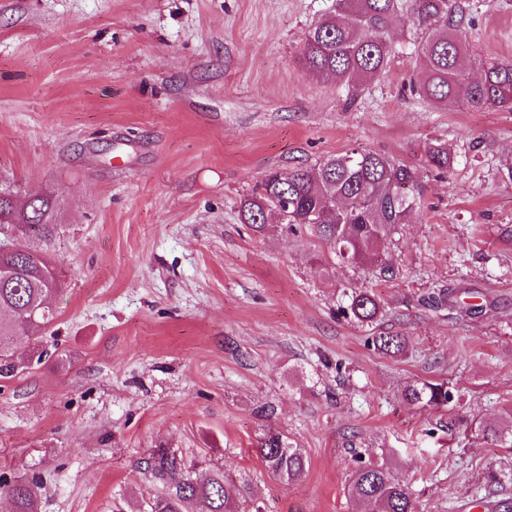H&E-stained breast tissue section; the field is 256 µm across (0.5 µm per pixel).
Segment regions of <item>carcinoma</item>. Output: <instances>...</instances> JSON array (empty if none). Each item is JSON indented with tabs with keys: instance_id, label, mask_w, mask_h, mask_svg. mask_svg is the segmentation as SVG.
Masks as SVG:
<instances>
[{
	"instance_id": "carcinoma-1",
	"label": "carcinoma",
	"mask_w": 512,
	"mask_h": 512,
	"mask_svg": "<svg viewBox=\"0 0 512 512\" xmlns=\"http://www.w3.org/2000/svg\"><path fill=\"white\" fill-rule=\"evenodd\" d=\"M409 17L416 29L413 49L417 71L410 90L436 106L461 102L476 110L512 112V62L484 61L482 75L469 76L463 59L469 55L468 20L457 0H336V12L322 18L304 36L299 61L313 78L332 76L352 89L384 72L393 54L394 22ZM429 166L448 173V149L433 144L426 150ZM423 205L417 169L382 154L354 148L312 166L286 173L271 172L240 201L241 220L261 231L273 211L286 214L294 228L316 227L338 260L371 269L381 276L392 266L381 252L382 238L408 222ZM58 200L36 195L20 208L10 189L0 188V376L18 370L16 346L56 318L49 299L60 287L51 248L58 231ZM381 300L372 292H353L341 313L359 323L377 321ZM374 348L399 356L407 341L398 335L374 336ZM411 404L445 409L455 395L448 382L416 381L403 390ZM478 431L503 448H512V420L481 422ZM260 455L268 474L284 485L298 480L308 465L302 449L282 432L268 428L260 438ZM155 492L141 504L143 512H238L233 480L214 469L204 480L178 468L175 458L159 449L146 459ZM14 512H37L32 484L8 485ZM350 496L361 512H420L417 497L386 462L356 460Z\"/></svg>"
}]
</instances>
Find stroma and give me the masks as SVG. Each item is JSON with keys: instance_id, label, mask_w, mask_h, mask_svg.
I'll use <instances>...</instances> for the list:
<instances>
[{"instance_id": "35a3bbf8", "label": "stroma", "mask_w": 512, "mask_h": 512, "mask_svg": "<svg viewBox=\"0 0 512 512\" xmlns=\"http://www.w3.org/2000/svg\"><path fill=\"white\" fill-rule=\"evenodd\" d=\"M335 0H0V185L59 197L49 331L0 378V478L39 512H113L153 489L157 449L229 474L241 512H356L354 453L385 459L423 512L512 499V448L477 432L512 403V112L411 97L398 47L355 100L302 69ZM481 59L512 61V0H466ZM447 146L438 178L425 152ZM353 147L413 165L423 206L384 243L395 273L338 262L313 233L241 221L240 199ZM439 288L453 304H425ZM386 313L341 316L343 292ZM401 335L408 351L368 339ZM445 380L454 409L408 403ZM302 448L271 478L266 428ZM348 302L341 306V313L362 324L374 323L382 314L381 300L372 292L359 291L346 295ZM371 343L381 354L387 356L402 355L407 348V341L398 335L372 336ZM260 455L268 474L284 485L298 480L308 465L302 449L288 442V437L274 428L264 430ZM14 512H36L37 505L32 484L25 480H15L7 485Z\"/></svg>"}]
</instances>
